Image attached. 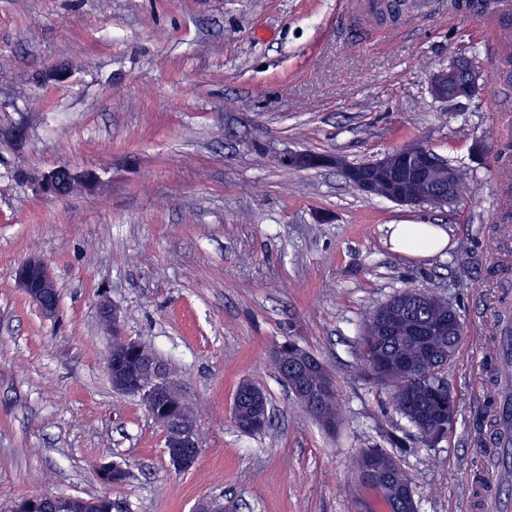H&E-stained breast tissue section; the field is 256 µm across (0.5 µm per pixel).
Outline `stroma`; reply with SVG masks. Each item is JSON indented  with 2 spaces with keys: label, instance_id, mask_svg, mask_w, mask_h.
I'll use <instances>...</instances> for the list:
<instances>
[{
  "label": "stroma",
  "instance_id": "obj_1",
  "mask_svg": "<svg viewBox=\"0 0 512 512\" xmlns=\"http://www.w3.org/2000/svg\"><path fill=\"white\" fill-rule=\"evenodd\" d=\"M371 0H0V512L18 499L110 495L112 512H358L362 451L393 454L419 512H471L487 463L477 366L489 350L487 295L512 275L497 217L512 204V93L498 33L512 14L482 0L425 21L379 22ZM467 57L479 92L450 103L432 73ZM20 128L21 138L9 137ZM457 167L447 208L405 207L352 188L332 163L360 164L409 140ZM318 168L283 166L287 151ZM93 170L95 192L40 193L57 165ZM392 224H437L444 252H394ZM44 258L59 289L45 316L11 271ZM423 286L461 316L448 371L459 401L447 439L424 447L384 404L354 354L366 317ZM109 298L124 335L177 372L201 435L176 471L161 426L113 390ZM287 341L331 372L329 429L275 371ZM261 388L271 425L245 433L231 407ZM125 465L105 487L98 468Z\"/></svg>",
  "mask_w": 512,
  "mask_h": 512
}]
</instances>
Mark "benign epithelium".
Returning a JSON list of instances; mask_svg holds the SVG:
<instances>
[{"instance_id":"7a95c632","label":"benign epithelium","mask_w":512,"mask_h":512,"mask_svg":"<svg viewBox=\"0 0 512 512\" xmlns=\"http://www.w3.org/2000/svg\"><path fill=\"white\" fill-rule=\"evenodd\" d=\"M468 82L471 94L480 90L481 71L469 58L458 59L433 73L430 80V93L441 102H452L460 98L457 83ZM345 179L359 192L370 197H380L402 206L430 204L445 207L456 201L453 187L458 178V170L433 151L421 149L417 152L411 166L401 168L397 165L394 152L389 151L370 162L365 170L347 167L342 159H336ZM66 172L71 188L81 187L92 192L100 182V177L92 172H78L66 165L56 166L41 174L39 189L47 194L59 196L57 178L60 172ZM36 270L49 271L47 262L40 256H30L20 262L12 271V277L18 288L22 289L46 315L56 312L58 293L55 280L47 274L43 285L30 287L31 275ZM100 317L112 331L114 345L109 350L106 369L114 388L126 395L139 398L146 412L158 419L164 433L165 453L172 467L178 470L192 469L198 459L188 448L198 447L197 424L180 420L171 415L157 418L159 406L180 402L181 394L162 368L154 363L135 368L127 365L125 358L138 349L137 339L125 336L121 332V310L105 298L99 306ZM458 318L453 307H448V318L433 324H416L412 332L416 336H430L435 331L457 333ZM316 361L309 359L298 345L288 343V355L283 366L285 379L292 385L296 395L303 401L312 399V395L301 384V377L315 369ZM369 468L367 475L382 479L388 473V464L373 450L368 451Z\"/></svg>"}]
</instances>
